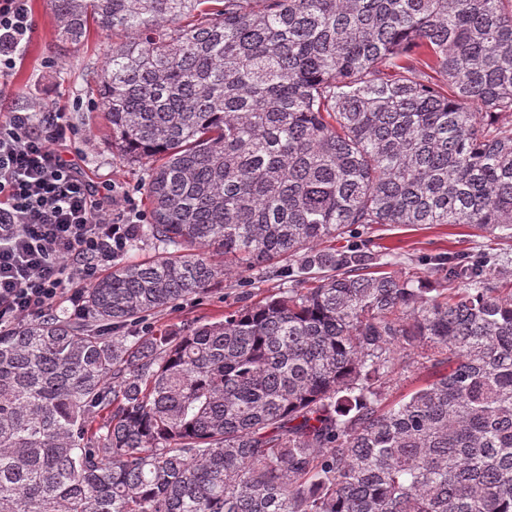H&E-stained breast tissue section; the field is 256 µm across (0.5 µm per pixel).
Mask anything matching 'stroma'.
I'll list each match as a JSON object with an SVG mask.
<instances>
[{
  "mask_svg": "<svg viewBox=\"0 0 512 512\" xmlns=\"http://www.w3.org/2000/svg\"><path fill=\"white\" fill-rule=\"evenodd\" d=\"M35 32L13 71L8 94L0 110L43 104L67 113L76 133L69 155L83 176L95 182L112 180L116 186L135 191L144 200L148 168L128 164L112 152L111 132L102 118V106L86 82V73L98 65L110 41L90 30L81 44L59 41L49 0H32ZM340 250L362 249L379 256L385 272L405 279L417 278L421 287L439 288L443 281L433 269L434 260L454 254L468 263L482 262L512 286V239L475 229L468 224H369L338 237ZM291 279L274 269L234 272L208 293L180 301L176 306L132 327L133 335L173 331L193 320L222 317L244 300L279 295Z\"/></svg>",
  "mask_w": 512,
  "mask_h": 512,
  "instance_id": "1",
  "label": "stroma"
}]
</instances>
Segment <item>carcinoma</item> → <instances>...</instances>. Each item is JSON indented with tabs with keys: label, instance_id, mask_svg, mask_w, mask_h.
Wrapping results in <instances>:
<instances>
[{
	"label": "carcinoma",
	"instance_id": "carcinoma-1",
	"mask_svg": "<svg viewBox=\"0 0 512 512\" xmlns=\"http://www.w3.org/2000/svg\"><path fill=\"white\" fill-rule=\"evenodd\" d=\"M49 2L67 41L124 36L87 83L170 251L0 333V512H512V289L321 247L512 238V0ZM230 267L298 286L123 335ZM416 347L432 378L387 408ZM326 245L380 255V262H390L382 271L397 278H417L422 288H445L432 267L435 258L451 253L468 263L485 262V268L503 275L512 288V239L481 232L469 224L362 225L321 247Z\"/></svg>",
	"mask_w": 512,
	"mask_h": 512
}]
</instances>
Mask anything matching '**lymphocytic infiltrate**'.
I'll return each instance as SVG.
<instances>
[{"label":"lymphocytic infiltrate","mask_w":512,"mask_h":512,"mask_svg":"<svg viewBox=\"0 0 512 512\" xmlns=\"http://www.w3.org/2000/svg\"><path fill=\"white\" fill-rule=\"evenodd\" d=\"M34 29L29 0H0V96ZM71 134L63 112L0 113V332L63 299L83 316V286L145 220L129 192L86 180L65 159Z\"/></svg>","instance_id":"f902f5d3"}]
</instances>
